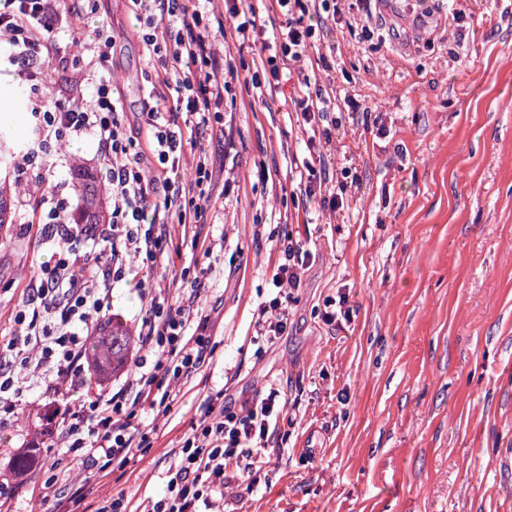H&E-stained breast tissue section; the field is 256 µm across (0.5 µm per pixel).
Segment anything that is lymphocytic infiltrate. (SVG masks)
Here are the masks:
<instances>
[{"mask_svg": "<svg viewBox=\"0 0 512 512\" xmlns=\"http://www.w3.org/2000/svg\"><path fill=\"white\" fill-rule=\"evenodd\" d=\"M140 24L143 55L155 69L145 71L141 110L128 115L123 97L104 73L109 38L98 28L83 43L82 54L96 75L90 89L57 107L38 95L31 108L32 135L11 160L25 169L35 158L50 154L55 143L89 135L98 144L110 185L112 221L101 233L112 241L106 261L81 254L75 247L84 232L78 213L53 197H44L43 221L48 239H59L57 259L30 284L28 299L15 315V334L8 344L19 366L0 365V412L11 413L22 394L16 369L28 370L36 383L60 392L83 386L85 346L99 319L110 308L111 285L136 280L150 298L141 321L142 345L156 349L160 359L134 388L91 394L80 403L54 411L43 433L42 468L51 484L68 481L78 467L107 472L111 465L136 461L150 445L140 414L168 416L182 385L208 354L203 336L192 335L198 314L192 305L172 306L168 287L153 272L167 247L158 226L178 221L199 223L211 197L212 173L198 158L194 176L182 183L180 159L185 146L220 122L224 94V61L215 52L207 19L214 0H127ZM328 0H270L283 16L270 41L257 43L254 11L230 7L228 22L239 44L259 45L270 59L297 63L315 44V21ZM98 0H85L80 13L66 17L59 0H0V42L12 52L10 65L27 81L45 88L46 64L58 26L81 28L86 15L97 13ZM296 121L309 130L297 191L328 211L344 206V196L329 190L327 146L337 128L336 96L312 89L310 81L293 90ZM271 276V297L257 307L258 340L274 343L291 324L306 272L314 255L302 241L287 236ZM288 401L279 388L245 402L240 408L206 410L199 425L183 441L179 462L169 476L164 497L149 502L146 512H212L225 488L246 482L268 463L266 451L278 443V421Z\"/></svg>", "mask_w": 512, "mask_h": 512, "instance_id": "obj_1", "label": "lymphocytic infiltrate"}]
</instances>
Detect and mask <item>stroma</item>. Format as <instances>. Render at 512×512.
Instances as JSON below:
<instances>
[{
  "mask_svg": "<svg viewBox=\"0 0 512 512\" xmlns=\"http://www.w3.org/2000/svg\"><path fill=\"white\" fill-rule=\"evenodd\" d=\"M101 24L115 39L108 70L127 111H139L147 62L126 0H104L81 29H57L49 98L67 103L83 86L78 43ZM325 26L302 70L262 100L249 87L264 60L220 41L234 68L224 127L194 147L212 172L207 221L167 225L154 272L174 301L193 298L211 355L167 417L143 415L152 446L138 461L76 471L73 512H95L107 495L127 512L161 498L207 406L240 407L273 382L288 396L283 441L240 512H512V0H336ZM303 74L354 98L337 113L330 178L348 195L333 214L291 198L307 134L289 94ZM79 161L97 165L93 137L10 177L77 208ZM14 204L15 223L0 227V351L26 284L56 258L27 222L30 198ZM288 232L315 261L287 334L258 343L257 306ZM209 245L212 274L184 279ZM342 292L353 313L339 329L319 314ZM146 309L135 281L113 284L110 311L132 329ZM51 410L43 387L28 388L0 422L7 512H63L43 471L10 472Z\"/></svg>",
  "mask_w": 512,
  "mask_h": 512,
  "instance_id": "1",
  "label": "stroma"
}]
</instances>
